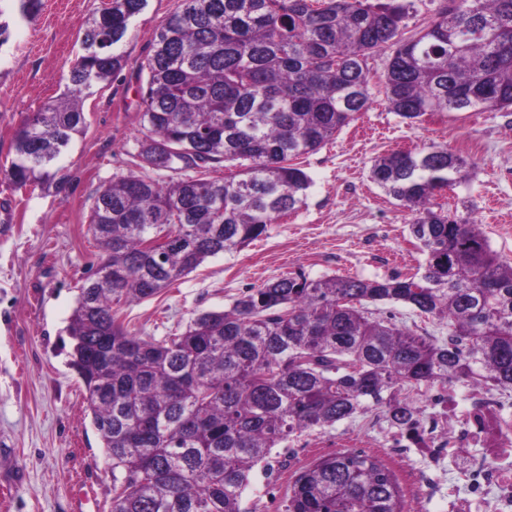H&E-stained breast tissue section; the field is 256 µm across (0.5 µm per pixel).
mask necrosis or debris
<instances>
[{"label": "necrosis or debris", "instance_id": "4bbe7bcc", "mask_svg": "<svg viewBox=\"0 0 512 512\" xmlns=\"http://www.w3.org/2000/svg\"><path fill=\"white\" fill-rule=\"evenodd\" d=\"M385 447L414 448L441 463L464 461L448 476V512H512V393L478 384L429 394L411 429Z\"/></svg>", "mask_w": 512, "mask_h": 512}]
</instances>
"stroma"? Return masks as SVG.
I'll use <instances>...</instances> for the list:
<instances>
[{
    "label": "stroma",
    "instance_id": "35a3bbf8",
    "mask_svg": "<svg viewBox=\"0 0 512 512\" xmlns=\"http://www.w3.org/2000/svg\"><path fill=\"white\" fill-rule=\"evenodd\" d=\"M180 0H148L132 23L126 68L94 86L85 100L87 129L61 160L62 189H15L0 178V512H78L80 488L96 491L95 512H110L112 471L87 408L84 385L70 365L67 326L78 289L96 262L90 207L114 176L133 171L144 137L138 107V65L155 27ZM102 0H42L22 17L17 0H0V166L9 164L23 121L65 90L63 81L82 49L79 37ZM386 53L369 62L367 112L303 159L312 184L305 205L279 217L245 248L208 259L168 291L123 304L129 328L156 339L183 332L198 313L229 308L247 289L290 272L311 278H381L415 272L424 257L411 238L408 210L369 178L373 160L395 150L435 143L474 161L470 182L435 201L454 210L470 200L473 217L493 248L512 260V112H434L414 121L390 112L381 85ZM386 419L367 412L325 432L274 449L271 475L257 474L243 496L245 512H283L294 473L312 459L339 451L381 454ZM432 470L437 493L406 499L404 512H448V471L426 455L393 469Z\"/></svg>",
    "mask_w": 512,
    "mask_h": 512
}]
</instances>
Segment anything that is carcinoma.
Segmentation results:
<instances>
[{
  "label": "carcinoma",
  "instance_id": "cac0c4a2",
  "mask_svg": "<svg viewBox=\"0 0 512 512\" xmlns=\"http://www.w3.org/2000/svg\"><path fill=\"white\" fill-rule=\"evenodd\" d=\"M148 0H109L81 39L67 91L33 113L0 175L15 189L63 184L60 160L87 127L84 93L127 65L132 21ZM412 0H181L140 64L141 169L90 207L99 250L67 328L71 365L112 467L111 512H242L272 451L372 409L404 428L402 388L467 382L512 390V262L470 212L436 193L473 163L446 146L393 151L370 179L411 212L425 256L409 277L289 273L204 311L186 330L144 338L123 302L171 287L206 260L267 234L304 204L295 163L370 103L368 60L390 50L384 93L404 119L512 112V0H443L404 36ZM238 171L212 177L225 164ZM402 304L448 329L418 334L370 309ZM285 512H404L395 472L375 454L321 455L299 471Z\"/></svg>",
  "mask_w": 512,
  "mask_h": 512
}]
</instances>
